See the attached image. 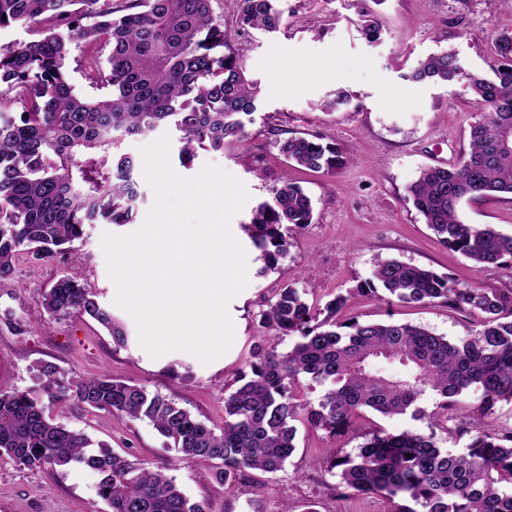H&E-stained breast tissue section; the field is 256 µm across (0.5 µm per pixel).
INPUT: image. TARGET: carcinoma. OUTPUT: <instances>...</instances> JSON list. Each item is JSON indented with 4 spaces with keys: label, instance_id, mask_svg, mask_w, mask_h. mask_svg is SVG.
<instances>
[{
    "label": "carcinoma",
    "instance_id": "carcinoma-1",
    "mask_svg": "<svg viewBox=\"0 0 512 512\" xmlns=\"http://www.w3.org/2000/svg\"><path fill=\"white\" fill-rule=\"evenodd\" d=\"M212 2L131 0L127 13L115 16L112 0H0V29L25 25L37 34L0 48V280L12 275L22 251L51 259L72 253L87 224L136 222L137 164L121 151L125 140L172 126L186 167L198 150H224L245 136L244 118L256 112L260 89ZM239 2L237 28H279L282 0ZM494 46L491 78L466 71L449 52L426 57L409 75L414 82L460 84L480 106V118L469 124L468 151L454 163L422 169L408 199L442 245L481 266L512 260V236L466 224L457 211L465 197L512 196V148L501 146L512 129V30L500 32ZM75 50L84 75L108 89L103 97L76 92L65 70ZM15 104L21 111H11ZM277 147L313 171L345 162L336 145L316 136H288ZM313 213L312 198L288 181L252 210L241 229L261 262L257 275L276 268L288 230L308 226ZM352 292L391 303L439 301L479 315L480 329L451 342L411 323L344 319L349 296L338 293L316 309L287 284L260 315L266 335L254 347L249 372L224 393L220 430L144 386L108 373L66 383L56 365L41 363L32 387L0 386V456L31 468L91 473L109 512H204L176 477L93 445L53 411L73 404L146 420L179 453L212 468L218 483L255 504L262 487L249 481L250 471L284 470L295 450L292 422L300 419L332 443L320 464L337 479L336 492L379 495L390 512H512V434L478 432L464 452L452 454L437 446L433 432L450 411L488 419L512 404V289L460 284L425 266L380 258L373 277ZM41 305L54 316H89L117 346L128 345L125 326L73 278L57 279ZM294 335L299 340L279 351L280 338ZM303 378L323 388L318 403L300 398ZM428 394L436 398L429 413L419 406ZM367 410L425 418L432 432L378 427L357 448L334 446Z\"/></svg>",
    "mask_w": 512,
    "mask_h": 512
}]
</instances>
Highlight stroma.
Segmentation results:
<instances>
[{
    "instance_id": "stroma-1",
    "label": "stroma",
    "mask_w": 512,
    "mask_h": 512,
    "mask_svg": "<svg viewBox=\"0 0 512 512\" xmlns=\"http://www.w3.org/2000/svg\"><path fill=\"white\" fill-rule=\"evenodd\" d=\"M283 6L277 31L241 32L235 28L238 0H214L249 76L260 83L259 107L246 119L245 138L228 150L199 152L187 168L177 152L169 154L179 176L192 178L213 165L240 180L249 194L246 207L230 223L248 269L246 287L227 307L233 345L207 364L186 351L152 357L139 342L133 317L115 303L101 247L103 234L129 235L137 227L90 224L79 243V260L45 262L24 251L14 261L12 276L0 280L1 382L31 386V370L42 361L56 364L70 378L106 372L173 399L218 429L224 424V391L245 369L263 334L260 313L284 283L305 291L317 307L350 292L346 316L409 322L451 341L475 330V317L439 303L399 306L355 294V287L370 278L376 259L396 258L459 282L512 289V263L479 267L440 245L407 198L406 188L422 168L457 160L467 150L468 126L480 117L478 105L463 87L405 79L420 60L442 51L454 53L466 70L490 75L496 62L494 38L512 28V10L502 0H284ZM369 16L382 27L374 43L359 28ZM340 91L349 95V103L325 108V100ZM305 134L335 143L346 164L315 172L279 158L277 139ZM286 180L312 197L315 218L306 228L290 231L287 253L276 270L260 278L241 225L251 206L270 198ZM458 211L465 223L512 235V199H465ZM63 276L94 289L99 302L127 326V347L115 346L107 330L91 319L53 316L43 309L41 293ZM57 415L93 443L131 453L146 467L169 470L190 501L202 503L206 512H279L283 502L301 507L310 500L318 512H387L389 507L376 495L331 496L319 468L328 442L323 432L301 422L285 471L251 472V481L265 487L255 505L219 484L208 468L182 457L147 422L75 405ZM364 425L393 433L431 432L439 447L457 454L467 443L460 427L475 433L510 431L512 406L485 420L452 415L446 427L434 431L425 419L373 411L367 412ZM0 512H107V506L96 494L95 477L83 470L29 469L4 458Z\"/></svg>"
}]
</instances>
